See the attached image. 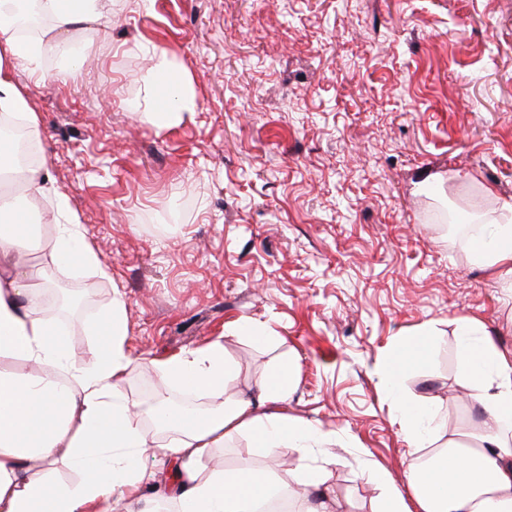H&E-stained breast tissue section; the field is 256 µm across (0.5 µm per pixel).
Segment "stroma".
Here are the masks:
<instances>
[{
	"label": "stroma",
	"mask_w": 512,
	"mask_h": 512,
	"mask_svg": "<svg viewBox=\"0 0 512 512\" xmlns=\"http://www.w3.org/2000/svg\"><path fill=\"white\" fill-rule=\"evenodd\" d=\"M24 68L40 165L78 212L110 275L48 269L75 303L49 302L76 357L121 294L137 357L220 339L245 390L276 361L295 367L288 415L335 432L339 512H372L352 472L369 458L399 485L408 445L397 396L440 404L439 444L476 432L457 320L512 350V285L473 260L475 236L440 217L512 201V0H108L105 17ZM195 107L161 128L157 67ZM262 322L273 340L225 338ZM421 345L423 356L411 355ZM404 365L387 380V357Z\"/></svg>",
	"instance_id": "35a3bbf8"
}]
</instances>
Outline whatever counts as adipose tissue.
Listing matches in <instances>:
<instances>
[{"label":"adipose tissue","mask_w":512,"mask_h":512,"mask_svg":"<svg viewBox=\"0 0 512 512\" xmlns=\"http://www.w3.org/2000/svg\"><path fill=\"white\" fill-rule=\"evenodd\" d=\"M23 0H0V112L14 114L30 132L38 118L28 97L13 81L24 66L39 72L43 43L24 41L15 27ZM59 29L103 16L106 0H41ZM161 89L168 104L146 113L158 127L180 123L192 108L182 76L164 72ZM45 186L28 173L19 193L0 194V512H94L113 495L126 497L133 512H158L159 501L143 497L153 479L145 461L166 458L176 466L177 489L169 502L173 512H256L280 479L255 473L248 466L210 469L213 450L244 435L243 448L252 457L275 448H301L318 454L320 463L308 472L305 488L290 493L297 512H328L322 492L336 463L330 449L334 432L309 420L281 412L292 393L290 363L257 378L249 391L228 389L238 376L224 345L152 359L153 380L211 399V406L185 411L165 404L149 412L137 409L124 392L135 368L125 346L126 304L115 296L96 318V338L83 361H74L68 334L47 318L37 287L45 267L27 263L29 254L47 255L63 272L82 265L99 276L107 270L87 242L84 229L63 194H55L56 226L43 235L29 216ZM475 259L502 280H512V203L503 202L497 217L484 226ZM482 322L459 320L460 362L475 381L472 402L483 412L474 444L448 446L436 453L437 466L411 458L405 486H397L374 461H363L358 476L377 492V512H512V352L484 336ZM36 365L32 375L6 371V364ZM404 438L413 448L439 431L436 403H397ZM61 463L80 478L59 483L34 470V462Z\"/></svg>","instance_id":"1"}]
</instances>
